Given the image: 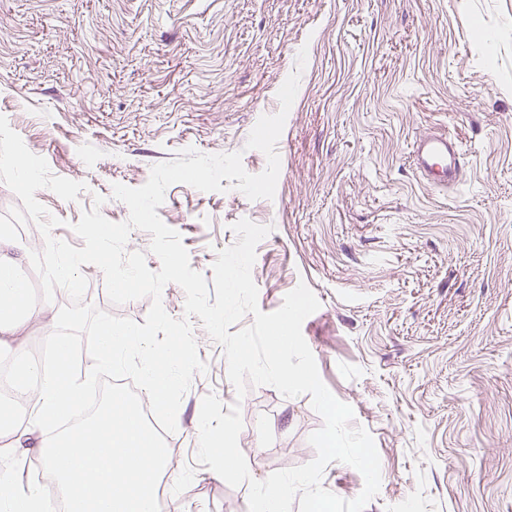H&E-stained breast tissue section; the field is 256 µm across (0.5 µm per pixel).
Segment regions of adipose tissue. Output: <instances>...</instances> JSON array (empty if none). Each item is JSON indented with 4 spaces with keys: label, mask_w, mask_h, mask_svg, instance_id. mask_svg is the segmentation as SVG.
Masks as SVG:
<instances>
[{
    "label": "adipose tissue",
    "mask_w": 512,
    "mask_h": 512,
    "mask_svg": "<svg viewBox=\"0 0 512 512\" xmlns=\"http://www.w3.org/2000/svg\"><path fill=\"white\" fill-rule=\"evenodd\" d=\"M11 244L8 235L0 236V335H14L29 323H52L55 319L50 304L33 305L24 299L25 282L18 273L16 263L6 249ZM67 346L59 344L48 362L52 367L43 382L29 398L30 416L34 423L46 424L66 412L76 403L83 389L73 380L66 367Z\"/></svg>",
    "instance_id": "adipose-tissue-1"
}]
</instances>
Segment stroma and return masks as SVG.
I'll use <instances>...</instances> for the list:
<instances>
[{
  "label": "stroma",
  "instance_id": "1",
  "mask_svg": "<svg viewBox=\"0 0 512 512\" xmlns=\"http://www.w3.org/2000/svg\"><path fill=\"white\" fill-rule=\"evenodd\" d=\"M295 71L274 197L173 184L157 212L208 279L232 224L270 226L258 305L276 311L301 282L318 298L303 337L381 460L364 512H512V0H0V115L52 174L85 183L74 201L35 194L77 248L83 212L128 220L113 184L142 186L185 148L261 173L246 143ZM430 128L470 158L445 192L409 159ZM81 271L85 304L144 321L150 299L112 305L102 271ZM162 303L186 317L179 285ZM189 320L206 370L166 437L171 496L179 512H248V484L196 462L203 397L240 403L258 481L313 460L323 420L307 394L237 398L222 347Z\"/></svg>",
  "mask_w": 512,
  "mask_h": 512
}]
</instances>
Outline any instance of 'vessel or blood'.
Segmentation results:
<instances>
[{
    "label": "vessel or blood",
    "mask_w": 512,
    "mask_h": 512,
    "mask_svg": "<svg viewBox=\"0 0 512 512\" xmlns=\"http://www.w3.org/2000/svg\"><path fill=\"white\" fill-rule=\"evenodd\" d=\"M412 163L429 185L446 190L459 184L466 161L457 138L428 132L415 138Z\"/></svg>",
    "instance_id": "b4317fda"
}]
</instances>
